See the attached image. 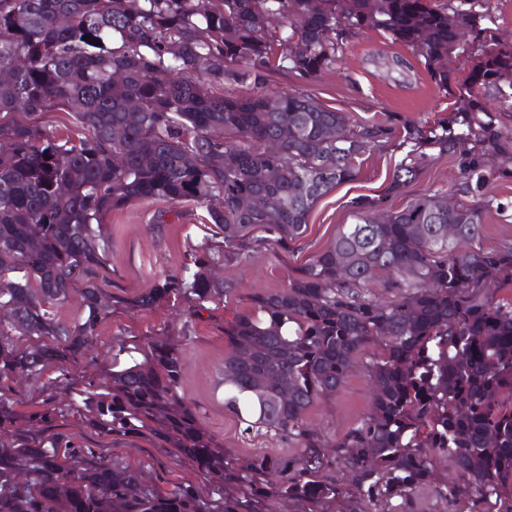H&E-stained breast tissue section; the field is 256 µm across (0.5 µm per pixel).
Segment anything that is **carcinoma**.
I'll return each mask as SVG.
<instances>
[{
    "mask_svg": "<svg viewBox=\"0 0 512 512\" xmlns=\"http://www.w3.org/2000/svg\"><path fill=\"white\" fill-rule=\"evenodd\" d=\"M488 0H0V385L86 355L112 314L99 285L110 260L106 216L136 200L193 202L221 239L196 246L178 274L135 298L151 308L181 298L191 318L224 302L231 284L218 262L288 248L307 231L317 202L354 180L367 153L397 139L406 149L391 183L399 191L448 154L469 193L512 178V128L496 125L485 103L512 93V50L495 42ZM473 63L457 116L433 126L388 120L355 123L308 95L278 94L265 108L276 70L315 77L344 41L387 33L424 59L448 87V65ZM89 39H84V36ZM306 46L294 56L292 44ZM246 84L244 95L226 84ZM139 102L141 120L126 121ZM64 112L78 138L50 131L42 117ZM344 129L349 141L333 136ZM280 169L269 181L266 170ZM253 207L243 210L239 200ZM424 197L388 214L385 199L354 201L346 224L281 289L260 291L224 323V410L244 432H275L294 444L285 456L234 458L180 393L181 341L133 342L112 360L103 383L75 392L74 408L99 436H145L187 458L223 495L221 508L192 482L162 493L145 467L86 456L70 438L44 441L28 423L52 422L55 397L20 421L0 397V512H413L432 460L443 456L458 480L447 485L467 512H512V303L489 296L512 284V247L484 250L489 201L446 208ZM456 227L448 236V225ZM394 291L378 300L363 289ZM77 317L59 310L73 294ZM378 352L369 368V414L331 439L306 415L339 391L355 354Z\"/></svg>",
    "mask_w": 512,
    "mask_h": 512,
    "instance_id": "cac0c4a2",
    "label": "carcinoma"
}]
</instances>
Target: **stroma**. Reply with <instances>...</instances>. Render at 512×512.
<instances>
[{"instance_id":"35a3bbf8","label":"stroma","mask_w":512,"mask_h":512,"mask_svg":"<svg viewBox=\"0 0 512 512\" xmlns=\"http://www.w3.org/2000/svg\"><path fill=\"white\" fill-rule=\"evenodd\" d=\"M468 72V67L454 63L447 88H440L423 60L410 49L392 43L383 32L369 30L345 42L336 64L320 76L311 79L291 71H276L271 73L268 86L275 92L309 95L361 121L382 116L398 123H432L454 115L459 85ZM404 154V149L390 144L367 155L355 181L336 187L317 203L307 232L292 249L261 250L241 262L220 266L219 275L234 286L232 297L189 326L184 323L180 301L172 299L149 309L130 308L126 302L152 287L157 277L178 273L190 249L211 237L202 209L193 203L143 200L113 211L107 218L111 261L103 286L122 297L123 302L114 306L111 317L102 323L95 347L84 358L63 367L48 366L42 375L20 384L15 409L25 415L39 411L50 395L67 402L71 387L107 379L113 356L127 341L144 342L185 325L189 332L182 345L186 362L183 393L197 406L204 425L225 448L242 458L287 451L285 438L242 432L235 418L225 411V345L219 327L248 307L253 292L281 288L299 267L330 244L341 225L354 223L352 203L358 196H386L388 207L394 209L428 195L472 203L473 197L465 192L457 168L444 155L436 157L402 193L387 195L393 169ZM483 193L493 204L504 205L505 211L488 216L480 247H512V179L489 182ZM374 354V349L368 348L356 355L336 395L309 411L307 420L312 426L334 438L368 413V370ZM53 429L96 455L145 464L162 488L199 478L193 462L173 459L168 449L147 439L113 442L66 414L58 417ZM454 476L448 464L436 462L434 481L417 494L419 512H462V504L449 502L441 494L444 484Z\"/></svg>"}]
</instances>
